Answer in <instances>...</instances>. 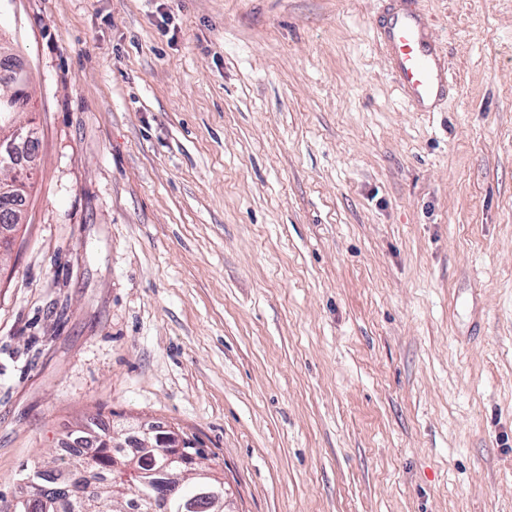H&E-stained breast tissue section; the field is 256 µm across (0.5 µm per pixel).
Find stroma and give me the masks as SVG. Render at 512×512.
<instances>
[{"label":"stroma","mask_w":512,"mask_h":512,"mask_svg":"<svg viewBox=\"0 0 512 512\" xmlns=\"http://www.w3.org/2000/svg\"><path fill=\"white\" fill-rule=\"evenodd\" d=\"M0 0L31 189L0 261V496L72 431L196 440L236 512H512V0ZM397 86L408 104L429 112L448 92L446 55L429 20L408 7H392L376 25Z\"/></svg>","instance_id":"35a3bbf8"}]
</instances>
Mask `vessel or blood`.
Returning a JSON list of instances; mask_svg holds the SVG:
<instances>
[{"mask_svg": "<svg viewBox=\"0 0 512 512\" xmlns=\"http://www.w3.org/2000/svg\"><path fill=\"white\" fill-rule=\"evenodd\" d=\"M376 29L404 99L417 111H430L445 96L449 74L429 20L411 8L392 7Z\"/></svg>", "mask_w": 512, "mask_h": 512, "instance_id": "1", "label": "vessel or blood"}]
</instances>
